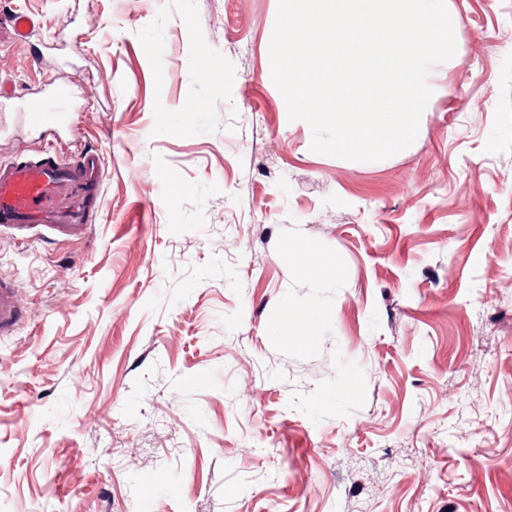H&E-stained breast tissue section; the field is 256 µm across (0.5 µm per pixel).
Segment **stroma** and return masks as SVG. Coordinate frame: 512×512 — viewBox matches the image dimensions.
Returning a JSON list of instances; mask_svg holds the SVG:
<instances>
[{
  "label": "stroma",
  "mask_w": 512,
  "mask_h": 512,
  "mask_svg": "<svg viewBox=\"0 0 512 512\" xmlns=\"http://www.w3.org/2000/svg\"><path fill=\"white\" fill-rule=\"evenodd\" d=\"M277 7L0 0V163L105 168L88 237L0 233V512H512V0H448L421 135L374 162L289 120ZM58 91L67 125L21 120ZM294 263L298 272L304 275L323 276L335 275L338 262L320 252L303 245L294 247ZM26 316L19 304L16 286L2 279L0 281V337L12 335ZM287 317V324L285 331L281 335L284 339L288 340L289 343L295 346H302L312 336V321L313 315L308 314L299 323H296L292 330L288 331V311L285 312Z\"/></svg>",
  "instance_id": "obj_1"
}]
</instances>
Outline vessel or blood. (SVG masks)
<instances>
[{
  "label": "vessel or blood",
  "mask_w": 512,
  "mask_h": 512,
  "mask_svg": "<svg viewBox=\"0 0 512 512\" xmlns=\"http://www.w3.org/2000/svg\"><path fill=\"white\" fill-rule=\"evenodd\" d=\"M33 122L62 120L63 101L43 96L22 102ZM101 158L86 151L73 157L50 149L42 157L0 163V231L26 236L84 237L101 205ZM14 284L0 281V337L12 335L25 320Z\"/></svg>",
  "instance_id": "obj_1"
}]
</instances>
